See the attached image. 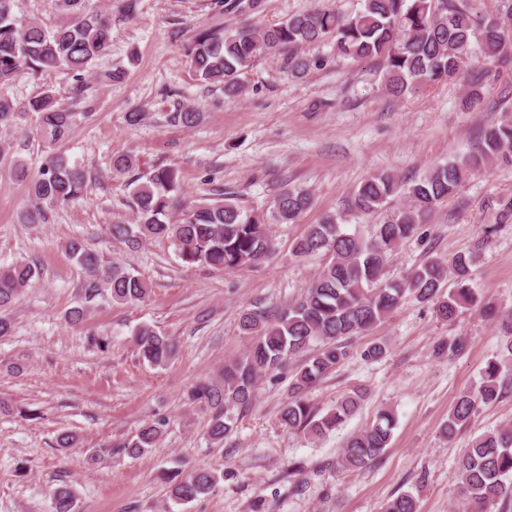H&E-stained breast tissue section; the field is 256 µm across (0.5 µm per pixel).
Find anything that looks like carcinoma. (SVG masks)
<instances>
[{"instance_id":"1","label":"carcinoma","mask_w":512,"mask_h":512,"mask_svg":"<svg viewBox=\"0 0 512 512\" xmlns=\"http://www.w3.org/2000/svg\"><path fill=\"white\" fill-rule=\"evenodd\" d=\"M16 0H0V87L27 74L44 75L64 70L74 81L72 103L60 102L45 88L27 102H15L0 91V126L26 114L34 117L36 131L53 146L63 142L77 121L75 107L85 101V75L108 55L112 41V14L88 11L86 0H52L61 16L54 25L16 17ZM349 13L319 5L295 13L275 25L242 26L234 30L202 29L187 50V63L200 80L221 86L224 92H242L240 75L267 55L288 53V68L300 74L311 59L300 55L307 47L329 44L344 60H376L384 87L394 97L442 79L466 78L462 105L481 100L493 66L512 57L506 21L512 18V0H498L488 10L483 0H358ZM199 113L179 102L172 104L168 121L189 127ZM512 159V113L483 134L478 154L437 165L416 180L375 173L356 188L351 210L364 216L381 211L391 199L408 204L396 209L365 238L341 230L342 216L328 215L307 225L293 245V254H323L327 262L317 278L294 302L277 311L259 307L242 312L239 328L250 344L238 357L224 363L221 381L203 380L191 388L187 401L209 414L207 434L221 443L236 429L240 415L253 404L258 379L304 357L292 374L288 398L279 411L282 425L312 439H321L341 426L359 408L363 394H347L322 412L304 394L318 385L347 357L341 339L371 331L402 302L411 297L430 303L443 321H452L463 308L486 307L469 285L473 256L456 255L451 263L431 259L395 282L386 277L391 254L416 231L432 209L453 196L474 170L499 160ZM15 179L25 180L28 167L0 152V163ZM88 187L85 169L64 158L47 155L40 176L30 185L33 199L28 222L43 224L47 211L80 198ZM132 224H112L109 235L137 249L150 240L166 239L188 265L217 271L254 267L275 251L271 224H294L313 204L307 188L286 184L270 210L253 214L233 196L187 200L180 172L171 166L153 169L143 182L132 181ZM67 252L83 270L81 291L90 304L104 291L120 304L143 301L148 285L135 271L118 263L106 265L99 254L79 240ZM39 276L33 263H15L0 270V336L12 329L9 310L18 296ZM139 359L163 367L173 358V340L153 327L133 331ZM504 353L489 359L481 382L463 392L448 415L444 431L452 435L468 426L478 409L499 400L505 379L512 374V317L502 322ZM466 347L462 336L440 338L437 355L459 354ZM397 420L393 410H377L374 420L345 442L337 467L361 471L390 445ZM168 425L163 417L145 422L121 443L133 457L154 448ZM457 499L462 512H492L497 504L512 501V425L473 438L457 463ZM224 474L198 468L172 476L169 498L187 504L215 490ZM55 512H73L74 495L66 488L52 491ZM384 512H418L416 498L403 492L385 504Z\"/></svg>"}]
</instances>
